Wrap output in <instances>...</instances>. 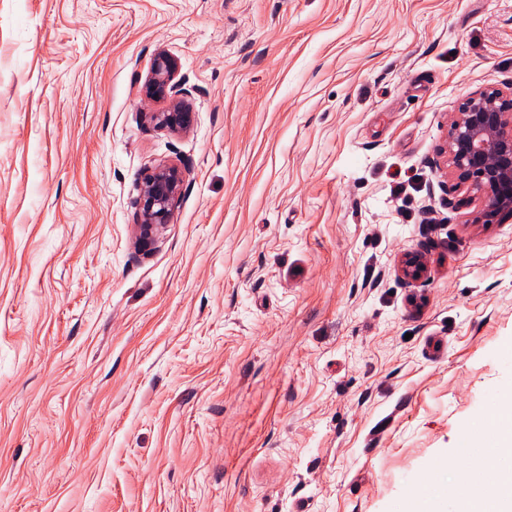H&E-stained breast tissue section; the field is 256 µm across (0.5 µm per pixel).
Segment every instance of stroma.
I'll return each mask as SVG.
<instances>
[{
  "label": "stroma",
  "mask_w": 512,
  "mask_h": 512,
  "mask_svg": "<svg viewBox=\"0 0 512 512\" xmlns=\"http://www.w3.org/2000/svg\"><path fill=\"white\" fill-rule=\"evenodd\" d=\"M509 85L512 0H0V512H460L512 218L440 151ZM178 71V61L166 51H160L153 60L145 87V94L149 99L170 98L168 108L163 112L153 113V118L160 126L172 131L187 130L194 120V113L179 98L185 93L180 81H174ZM182 173L175 166H161L147 170L139 198L137 230L144 245L157 240L180 199Z\"/></svg>",
  "instance_id": "1"
}]
</instances>
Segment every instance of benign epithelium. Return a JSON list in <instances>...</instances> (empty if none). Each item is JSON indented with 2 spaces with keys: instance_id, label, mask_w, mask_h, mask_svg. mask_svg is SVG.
I'll list each match as a JSON object with an SVG mask.
<instances>
[{
  "instance_id": "7a95c632",
  "label": "benign epithelium",
  "mask_w": 512,
  "mask_h": 512,
  "mask_svg": "<svg viewBox=\"0 0 512 512\" xmlns=\"http://www.w3.org/2000/svg\"><path fill=\"white\" fill-rule=\"evenodd\" d=\"M178 61L165 51L155 56L145 87L146 97L171 100L163 112L153 113L158 124L172 131L189 129L194 113L180 99L176 81ZM448 175L470 182L482 195L485 215L512 217V83L507 89H482L470 93L454 113L444 150ZM182 173L161 166L144 174L139 198L137 230L140 241L157 240L180 199Z\"/></svg>"
}]
</instances>
